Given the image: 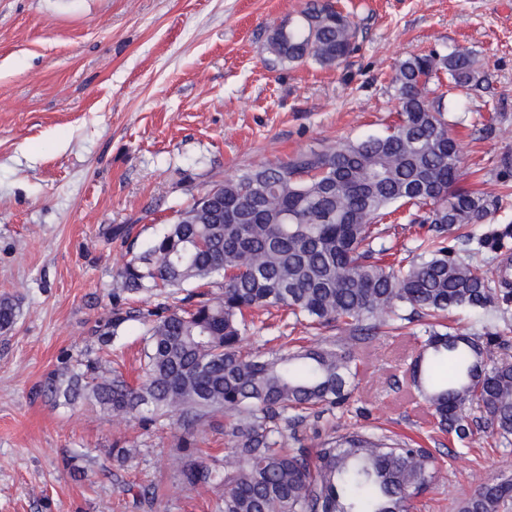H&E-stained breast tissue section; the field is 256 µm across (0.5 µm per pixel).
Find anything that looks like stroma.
<instances>
[{
    "instance_id": "obj_1",
    "label": "stroma",
    "mask_w": 512,
    "mask_h": 512,
    "mask_svg": "<svg viewBox=\"0 0 512 512\" xmlns=\"http://www.w3.org/2000/svg\"><path fill=\"white\" fill-rule=\"evenodd\" d=\"M307 0H0V297L19 316L0 332V512H218L219 489L190 491L172 459L176 431L143 428L84 403L56 406L39 384L62 361L101 357L128 378L140 332L103 356L94 334L112 312L114 271L143 253L205 190L310 149L385 135L396 119L392 78L413 54L470 48L489 92L450 90L460 188L512 185V0H340L358 27L343 63L268 68L271 30L296 23ZM512 229V196L491 223L449 236L459 257L493 271L512 262L480 237ZM245 350L282 336L335 339L339 326H289L265 315ZM471 336L512 326V303L451 314ZM418 323L357 342L349 399L307 418L315 448L349 426L431 448L439 474L409 512H457L480 480L512 475V438L476 408L472 440L438 430L405 370ZM135 448L112 461L114 443ZM85 459L73 477L65 456ZM155 487L154 499L139 493Z\"/></svg>"
}]
</instances>
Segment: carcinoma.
Here are the masks:
<instances>
[{
	"label": "carcinoma",
	"instance_id": "cac0c4a2",
	"mask_svg": "<svg viewBox=\"0 0 512 512\" xmlns=\"http://www.w3.org/2000/svg\"><path fill=\"white\" fill-rule=\"evenodd\" d=\"M356 35L334 3L311 0L299 24L273 31L270 62L336 66ZM440 73L464 90L489 89L467 47L410 56L392 80L398 121L389 133L247 170L166 225L112 283L114 299L164 301L115 305L96 330L109 347L126 326L139 325V382L117 368L101 374L88 359L53 372L40 395L54 405L88 401L146 426L177 417L180 482L188 490L224 487L219 512H408L437 477L430 449L346 427L312 451L295 430L349 395L358 373L349 345L407 311L424 329L410 381L440 428L472 438L465 411L477 407L497 434L511 437L512 362L500 354L509 330L469 336L445 323L456 309L511 302L512 289L507 271L496 277L448 246L455 227L484 223L503 197L457 187L461 149L445 116V93L432 83ZM406 205L415 208L409 222L423 212L431 234L420 239L417 258L388 263L377 223ZM194 283L201 290L185 291ZM260 308L282 310L297 323L335 322L348 335L287 351H246L243 335ZM17 317L15 300L0 297V331ZM218 413L231 420L232 461L223 467L194 447L195 432ZM511 507L512 477H496L480 481L458 512Z\"/></svg>",
	"mask_w": 512,
	"mask_h": 512
}]
</instances>
